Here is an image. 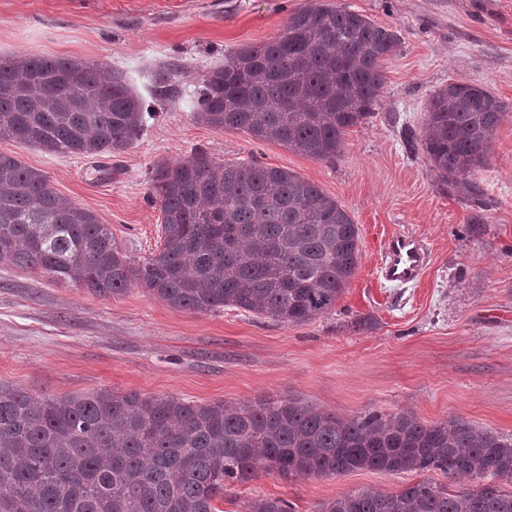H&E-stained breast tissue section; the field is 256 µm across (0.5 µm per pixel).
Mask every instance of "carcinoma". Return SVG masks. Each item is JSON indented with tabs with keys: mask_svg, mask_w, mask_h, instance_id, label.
I'll list each match as a JSON object with an SVG mask.
<instances>
[{
	"mask_svg": "<svg viewBox=\"0 0 512 512\" xmlns=\"http://www.w3.org/2000/svg\"><path fill=\"white\" fill-rule=\"evenodd\" d=\"M399 36L324 0L292 13L281 33L224 56L204 75L197 121L244 130L317 160L343 153L348 129L373 117L382 61ZM155 76L154 95L174 93ZM507 105L474 84L429 98L422 150L439 189L477 211L492 201L489 166ZM144 103L117 74L68 58L0 57V139L46 153L97 156L140 137ZM158 251L135 266L97 216L63 198L48 176L0 154V258L100 296L138 284L178 310L224 307L304 325L336 307L361 259L359 229L317 185L257 161L205 151L153 172ZM438 471L483 481L448 492L422 480L397 492L365 488L316 512H512V435L467 421L425 424L410 412L351 417L304 400L194 404L109 391L33 396L0 387V512H221L215 501L261 472L283 478ZM248 512H294L258 496Z\"/></svg>",
	"mask_w": 512,
	"mask_h": 512,
	"instance_id": "obj_1",
	"label": "carcinoma"
}]
</instances>
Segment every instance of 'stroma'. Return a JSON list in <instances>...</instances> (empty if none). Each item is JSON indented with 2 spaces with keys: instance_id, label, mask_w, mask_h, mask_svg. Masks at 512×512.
<instances>
[{
  "instance_id": "35a3bbf8",
  "label": "stroma",
  "mask_w": 512,
  "mask_h": 512,
  "mask_svg": "<svg viewBox=\"0 0 512 512\" xmlns=\"http://www.w3.org/2000/svg\"><path fill=\"white\" fill-rule=\"evenodd\" d=\"M308 0H0V55L31 53L101 64L123 75L146 110L138 141L98 157L47 154L12 139L0 153L41 169L55 192L108 224L133 263L160 245L148 197L157 165L204 150L224 162L297 173L336 199L359 228L362 258L334 309L305 325L227 308L168 307L145 288L102 298L0 262V386L35 396L109 390L196 404L295 397L344 416L413 412L427 424L460 418L512 435V0H329L395 31L379 106L345 135L333 161L194 117L204 68L277 36ZM176 66L180 96H153L155 73ZM481 86L509 106L482 186L483 223L435 183L404 128L420 129L435 90ZM409 233L429 261L418 284L377 276L385 241ZM416 472L357 470L231 487L222 512L256 495L295 512L366 487L395 492Z\"/></svg>"
}]
</instances>
